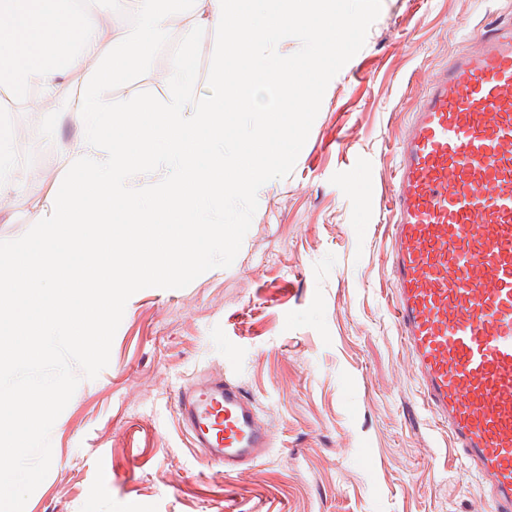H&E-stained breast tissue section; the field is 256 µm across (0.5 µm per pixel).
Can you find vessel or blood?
I'll return each instance as SVG.
<instances>
[{"label": "vessel or blood", "mask_w": 512, "mask_h": 512, "mask_svg": "<svg viewBox=\"0 0 512 512\" xmlns=\"http://www.w3.org/2000/svg\"><path fill=\"white\" fill-rule=\"evenodd\" d=\"M430 81L390 186L391 308L428 409L512 512V25L480 33ZM193 447L242 474L273 444L256 400L222 372L179 385Z\"/></svg>", "instance_id": "b4317fda"}]
</instances>
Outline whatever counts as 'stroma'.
Masks as SVG:
<instances>
[{
    "instance_id": "obj_1",
    "label": "stroma",
    "mask_w": 512,
    "mask_h": 512,
    "mask_svg": "<svg viewBox=\"0 0 512 512\" xmlns=\"http://www.w3.org/2000/svg\"><path fill=\"white\" fill-rule=\"evenodd\" d=\"M512 0H382L363 48L331 80L292 172L258 191L228 268L128 300L110 361L82 379L50 435L51 469L25 512H481L479 477L423 406L390 305V179L397 144L430 80ZM108 92L165 100L172 44ZM11 105L23 157L0 204V241L25 234L58 192L81 133L61 113ZM223 366L252 394L274 446L250 477L189 446L179 384Z\"/></svg>"
}]
</instances>
